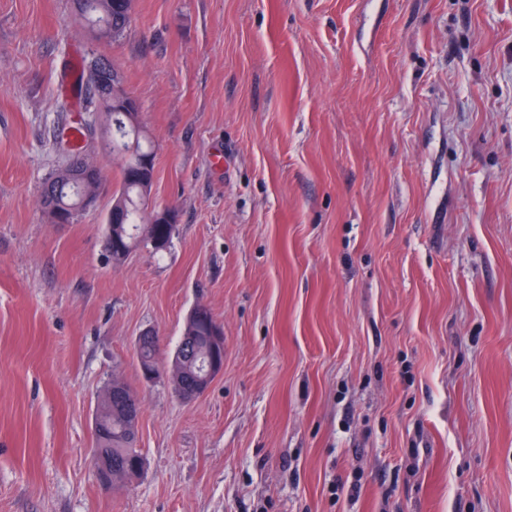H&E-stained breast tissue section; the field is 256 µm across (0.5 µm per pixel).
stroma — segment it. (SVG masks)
I'll return each instance as SVG.
<instances>
[{"instance_id": "obj_1", "label": "stroma", "mask_w": 512, "mask_h": 512, "mask_svg": "<svg viewBox=\"0 0 512 512\" xmlns=\"http://www.w3.org/2000/svg\"><path fill=\"white\" fill-rule=\"evenodd\" d=\"M121 69L170 248L107 257L118 167L71 224L43 181ZM224 327L192 401L145 382L189 312ZM144 468L102 486L112 378ZM360 483L358 496L348 492ZM0 512H512V0H0ZM76 14L83 18L99 39L118 40L130 28V0H72Z\"/></svg>"}]
</instances>
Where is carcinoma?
I'll return each mask as SVG.
<instances>
[{"mask_svg":"<svg viewBox=\"0 0 512 512\" xmlns=\"http://www.w3.org/2000/svg\"><path fill=\"white\" fill-rule=\"evenodd\" d=\"M76 14L83 18L99 39L111 38L118 40L130 28V0H72ZM87 62L80 63L79 75L74 90L79 95H86L89 102L98 103L102 122L101 137L111 139L110 128L119 109V102L130 97L127 89L112 95L110 90H101L92 94L90 81L86 80ZM155 153V147L144 131L130 134L125 142L124 155L118 159L119 189L125 196V213L122 223L112 224L106 218V247L109 257L114 261L126 259L133 251L146 248L155 255H161L166 249L154 244V240L162 234V225L150 227L144 223V212L148 207L147 199L139 193L138 185L142 181L151 182L154 169H146L141 165V157ZM68 166L58 169L50 181L59 185L56 203L68 204L70 191L62 184ZM217 322L210 309L205 308L196 319H187L184 332L194 336L207 335L208 328ZM122 396L105 390L95 413L94 437L95 452L101 456H110L112 460H126L127 467H132L140 454L137 451L138 434L132 430V423L119 404Z\"/></svg>","mask_w":512,"mask_h":512,"instance_id":"1","label":"carcinoma"}]
</instances>
